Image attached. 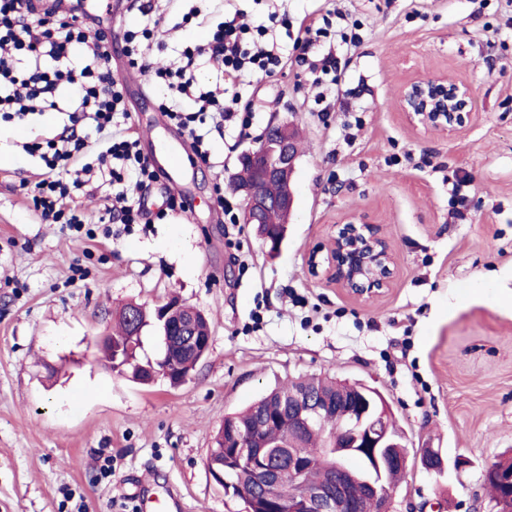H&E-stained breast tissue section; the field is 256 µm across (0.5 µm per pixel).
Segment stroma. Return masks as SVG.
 I'll use <instances>...</instances> for the list:
<instances>
[{"instance_id":"35a3bbf8","label":"stroma","mask_w":512,"mask_h":512,"mask_svg":"<svg viewBox=\"0 0 512 512\" xmlns=\"http://www.w3.org/2000/svg\"><path fill=\"white\" fill-rule=\"evenodd\" d=\"M297 21L342 11L362 40L318 104L288 64L245 92L247 136L211 132L209 163L172 176L194 214L105 224L112 186L77 200L94 240L48 224L32 203L42 172L23 143L54 137L59 110L0 121V512H140L135 481L175 487L188 512H245L209 473L227 414L310 375L377 389L414 463L396 512H489L485 468L512 452V0H280ZM470 84L474 120L449 136L408 126L396 108L416 76ZM361 128H354V121ZM297 128L294 210L276 257L252 224H228L215 185L233 193L241 153L265 129ZM470 182L466 221L452 177ZM368 216L389 238L395 278L362 304L311 275L331 224ZM202 310L210 348L191 378L145 386L113 371L99 340L128 304L171 298ZM439 448L444 475L423 470ZM465 459L455 468L457 459Z\"/></svg>"}]
</instances>
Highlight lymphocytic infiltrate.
I'll list each match as a JSON object with an SVG mask.
<instances>
[{
	"label": "lymphocytic infiltrate",
	"mask_w": 512,
	"mask_h": 512,
	"mask_svg": "<svg viewBox=\"0 0 512 512\" xmlns=\"http://www.w3.org/2000/svg\"><path fill=\"white\" fill-rule=\"evenodd\" d=\"M96 21L95 14L86 10L49 20L32 0H0V118L21 122L28 115L58 109V91L65 86L74 98L70 121L89 120L102 136V149L92 162L85 157L87 141L72 133L62 132L50 142L27 147L44 165V177L32 197L35 211L45 222L67 224L78 231L83 229L84 221L70 205L72 192L82 187L83 176L90 174L95 165L106 166L112 184L121 188L117 218L123 224L151 221L142 203H127L124 186L131 184L140 190L158 181L138 138L127 125L132 113L124 85L112 70V56L90 44ZM278 27L292 28L287 15L272 12L250 16L237 11L213 26L205 44L186 47L181 65L157 66L142 52L146 45L160 50L165 47L166 20L157 15L144 25L124 28V56L128 66L139 69L151 84L168 88L169 94L161 99L158 109L187 135L196 160L206 164L210 153L203 124L212 122L218 130L230 125L242 131L250 129L255 113L238 91L240 82L246 77L273 76L285 66L287 61L274 37ZM296 31L293 60L317 85L339 69L335 53L312 56L311 50L320 38L333 34L348 46L360 41L357 33L342 28L331 33L323 27L303 24ZM87 47L92 50L93 62L81 70H46L41 66L42 57L66 59ZM202 59L223 65L229 83L222 92L195 84L192 71Z\"/></svg>",
	"instance_id": "f902f5d3"
}]
</instances>
